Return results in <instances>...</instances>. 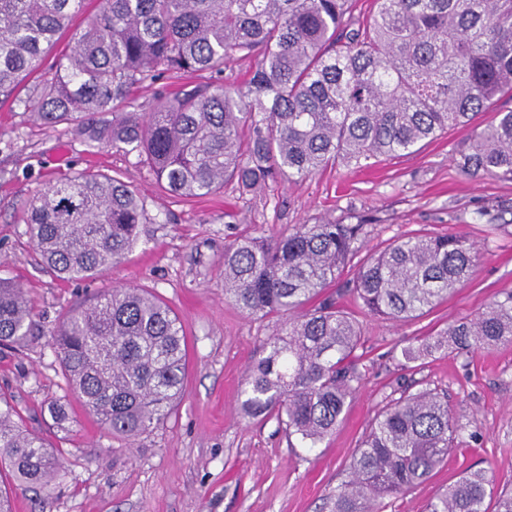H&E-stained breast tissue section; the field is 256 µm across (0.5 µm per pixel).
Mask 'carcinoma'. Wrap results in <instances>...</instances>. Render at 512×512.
<instances>
[{"instance_id": "cac0c4a2", "label": "carcinoma", "mask_w": 512, "mask_h": 512, "mask_svg": "<svg viewBox=\"0 0 512 512\" xmlns=\"http://www.w3.org/2000/svg\"><path fill=\"white\" fill-rule=\"evenodd\" d=\"M97 2L52 76L29 85L90 0H0V103L135 155L175 195L208 197L228 181L255 192L278 178L367 166L460 127L472 129L458 150L461 173L512 180V111L474 124L495 98L512 97V0H374L376 11L362 20L350 0ZM237 59L253 67L226 84L224 69ZM172 79L148 105L135 103L140 85ZM146 223L136 192L104 173L50 185L26 214L38 260L71 281L119 266ZM363 230L324 218L224 246L225 297L250 317L286 318L248 371L239 409L275 418L291 448H315L331 435L362 380L360 323L325 291L359 252ZM476 256V244L459 235L397 238L359 265L354 302L373 317L409 321L467 282ZM33 327L29 299L0 279V345L24 346ZM53 336L70 390L113 434L133 440L160 425L182 393V326L141 288L97 295ZM504 343H512L511 291L402 354L414 363L439 350L462 355ZM461 429L437 392L389 400L329 512H382L383 500L428 480ZM0 464L35 491L63 469L59 450L24 429L2 397ZM426 512H512V491L466 470Z\"/></svg>"}]
</instances>
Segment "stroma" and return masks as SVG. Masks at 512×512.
I'll use <instances>...</instances> for the list:
<instances>
[{"instance_id":"stroma-1","label":"stroma","mask_w":512,"mask_h":512,"mask_svg":"<svg viewBox=\"0 0 512 512\" xmlns=\"http://www.w3.org/2000/svg\"><path fill=\"white\" fill-rule=\"evenodd\" d=\"M456 128L415 153L336 167L256 192L184 199L168 193L136 156L113 152L70 127H47L0 105V279L36 308L27 346H0V393L66 456L65 476L44 492L13 489L17 512H328L350 458L377 413L403 389L448 395L465 433L427 482L389 499L385 512H425L465 469L512 487V344L465 355L438 352L402 367L401 349L512 291V181L461 175ZM98 170L130 185L152 218L116 269L93 280H60L32 259L23 213L47 185ZM354 214L366 219L359 258L413 232L466 236L479 248L470 280L447 300L396 324L359 315L361 384L335 432L314 449L292 448L276 419L245 420L243 379L263 355L273 321L250 318L224 298V246L242 234L273 237L298 224ZM116 286L143 288L178 316L187 343L184 389L165 422L129 441L107 433L71 395L49 333L76 306ZM66 398L69 430L47 406Z\"/></svg>"}]
</instances>
